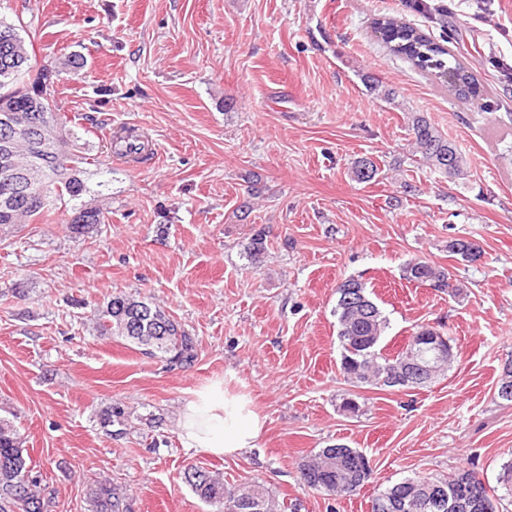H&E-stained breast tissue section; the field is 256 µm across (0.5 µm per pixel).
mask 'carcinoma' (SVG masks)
Masks as SVG:
<instances>
[{"instance_id": "carcinoma-1", "label": "carcinoma", "mask_w": 512, "mask_h": 512, "mask_svg": "<svg viewBox=\"0 0 512 512\" xmlns=\"http://www.w3.org/2000/svg\"><path fill=\"white\" fill-rule=\"evenodd\" d=\"M414 11L434 18L448 16V6L442 2L430 4L427 0H409ZM375 31L381 41L396 56L407 60L421 71L433 70L444 79L462 99L478 97L473 74L452 50L446 46L450 37L437 41L419 28L394 20L376 22ZM29 51L15 24L0 20V100L9 101L13 112L39 111L43 121L60 133L57 153L43 158L39 170L30 165V136L24 131L14 134L10 157L21 174L22 184L38 188L48 184L59 197L77 201L89 192L83 175L88 158L78 144L77 133L60 118L51 92L43 102L32 96L42 86H51L59 75V66L49 65L36 73H29ZM411 145L419 153L420 161L428 167L440 169L450 166L448 174L460 175L465 160L454 144L439 134L422 116H413L409 126ZM121 144L118 154L134 159L146 156L145 142L128 132L115 138ZM353 173L359 180L370 181L378 173L370 158L354 162ZM46 201L28 206L22 194L12 196V205H4V189L0 188V224H20L40 217ZM100 208L84 204L76 208L71 223L76 228H88L101 223ZM451 252L464 260L477 257L479 249L464 240L448 245ZM405 279L418 283L440 282L451 286V277L435 269L428 262L414 260L404 267ZM334 315L342 347L341 372L348 381L363 385L393 387L387 376L405 359L406 352L396 355L384 352L381 340L389 326L387 317L366 293V284L349 278L336 287ZM96 330L101 336H112L126 342L132 349L149 358H165L171 364L189 365L195 360V345L185 327L158 305L123 292L112 294L96 315ZM27 450L13 421L0 418V512H49L54 491L27 462ZM369 467L362 452L344 444L322 448L299 469L302 486L329 496L347 497L359 493L368 478ZM184 482L215 512H225V505L234 503L242 512H280L279 504L264 484L254 481L244 489L236 490L224 484V474L204 468L191 467L184 472ZM443 499H454L466 505L463 512H496L494 499L479 475L462 468L447 478L426 475L408 477L382 491L373 500L372 512H402L397 504L402 500L418 499L423 507L414 512H448L437 507L435 493ZM90 497L96 512H120L123 493L108 481L91 489Z\"/></svg>"}]
</instances>
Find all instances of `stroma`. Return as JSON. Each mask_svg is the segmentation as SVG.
Wrapping results in <instances>:
<instances>
[{"label":"stroma","mask_w":512,"mask_h":512,"mask_svg":"<svg viewBox=\"0 0 512 512\" xmlns=\"http://www.w3.org/2000/svg\"><path fill=\"white\" fill-rule=\"evenodd\" d=\"M447 3L443 28L405 0H0V17L24 22L32 67L86 60L59 73L55 99L96 160L88 198L103 211L75 231L49 189L47 217L0 224V416L54 490L51 512H94L87 490L104 479L127 512H211L182 480L191 467L262 482L287 512H371L419 472L466 467L498 486L512 462V402L496 394L512 361V0ZM383 18L435 39L451 29L479 100L391 53L374 30ZM415 115L456 146L466 176L412 153ZM111 129L140 135L146 158L114 157ZM362 157L379 168L367 183L352 173ZM455 239L480 258L449 252ZM414 259L460 296L405 280ZM351 277L389 321L387 351L428 324L460 362L405 392L346 381L333 310ZM120 291L184 325L191 366L95 331ZM214 386L265 417L256 448L224 458L181 445L185 403ZM335 444L369 460L357 495L300 485L302 461Z\"/></svg>","instance_id":"stroma-1"}]
</instances>
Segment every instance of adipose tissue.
<instances>
[{
  "mask_svg": "<svg viewBox=\"0 0 512 512\" xmlns=\"http://www.w3.org/2000/svg\"><path fill=\"white\" fill-rule=\"evenodd\" d=\"M264 420L248 396L215 388L199 392L185 405L179 435L184 447L215 456H237L256 447Z\"/></svg>",
  "mask_w": 512,
  "mask_h": 512,
  "instance_id": "adipose-tissue-1",
  "label": "adipose tissue"
}]
</instances>
